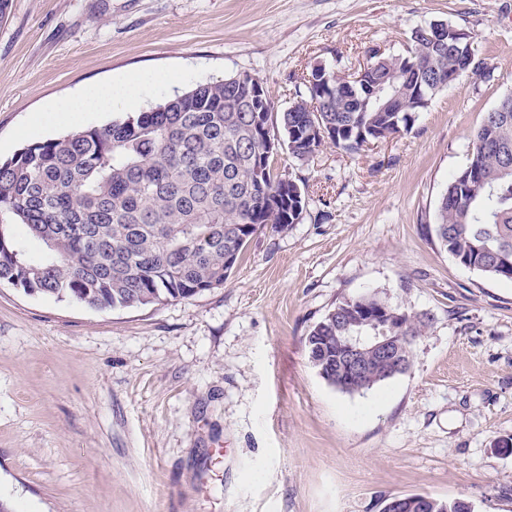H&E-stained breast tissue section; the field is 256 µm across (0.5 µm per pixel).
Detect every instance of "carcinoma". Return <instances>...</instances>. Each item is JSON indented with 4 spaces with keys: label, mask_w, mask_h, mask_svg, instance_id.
Returning a JSON list of instances; mask_svg holds the SVG:
<instances>
[{
    "label": "carcinoma",
    "mask_w": 512,
    "mask_h": 512,
    "mask_svg": "<svg viewBox=\"0 0 512 512\" xmlns=\"http://www.w3.org/2000/svg\"><path fill=\"white\" fill-rule=\"evenodd\" d=\"M406 53L372 59L368 84L389 83L392 66L406 59L448 71L450 57L432 48L431 33L414 31ZM305 90L278 109L269 95L254 101L260 82L237 74L200 84L121 121L86 127L61 138L30 143L0 160V282L23 292L68 298L95 309L134 308L191 299L224 285V257L240 254L247 238L270 224L282 231L301 219L299 183L275 171L268 142L299 161L326 144L356 154L370 143L408 130L414 122V86L390 91L402 112L368 111L336 90L334 72L316 66ZM264 111L254 123L253 103ZM471 170L448 179L433 224L434 236L462 266L512 282V172L502 149L512 150V112H487L472 133ZM21 226L43 246L27 256L14 234ZM387 319L415 338L429 322L371 296ZM335 307L305 336L309 361L338 387L336 337L373 330L375 316L356 298ZM390 380L376 371L353 381L352 393ZM471 501L434 499L433 512H472Z\"/></svg>",
    "instance_id": "obj_1"
}]
</instances>
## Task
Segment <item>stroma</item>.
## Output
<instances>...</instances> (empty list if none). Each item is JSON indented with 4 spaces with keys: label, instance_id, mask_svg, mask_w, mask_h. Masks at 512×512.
<instances>
[{
    "label": "stroma",
    "instance_id": "obj_1",
    "mask_svg": "<svg viewBox=\"0 0 512 512\" xmlns=\"http://www.w3.org/2000/svg\"><path fill=\"white\" fill-rule=\"evenodd\" d=\"M446 21L480 68L412 128L350 154L277 155L299 223L261 228L219 288L99 310L0 285V500L14 512H380L395 494L512 512V283L432 224L472 131L512 91V0H11L0 158L120 119L55 104L151 72L147 110L247 73L279 108L314 65L352 72ZM376 293L428 317L403 375L359 394L311 365L310 328Z\"/></svg>",
    "mask_w": 512,
    "mask_h": 512
}]
</instances>
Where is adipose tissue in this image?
Masks as SVG:
<instances>
[{"label":"adipose tissue","mask_w":512,"mask_h":512,"mask_svg":"<svg viewBox=\"0 0 512 512\" xmlns=\"http://www.w3.org/2000/svg\"><path fill=\"white\" fill-rule=\"evenodd\" d=\"M152 83L150 76L93 83L77 94L62 100L61 112H110L117 108L138 106Z\"/></svg>","instance_id":"obj_1"}]
</instances>
